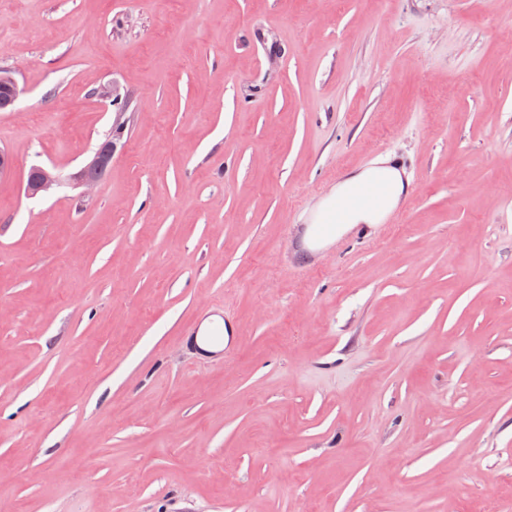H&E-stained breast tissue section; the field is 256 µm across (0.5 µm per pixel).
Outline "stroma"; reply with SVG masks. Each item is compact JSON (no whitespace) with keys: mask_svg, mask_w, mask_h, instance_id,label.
<instances>
[{"mask_svg":"<svg viewBox=\"0 0 512 512\" xmlns=\"http://www.w3.org/2000/svg\"><path fill=\"white\" fill-rule=\"evenodd\" d=\"M1 70L0 512H512V0H0ZM385 154L397 217L294 264ZM33 168L38 170L39 176L36 180L26 176L25 190L28 195H43L59 184L60 175L53 168L41 165ZM210 317H218L219 320L214 321L213 319H210L212 325L209 335L199 336V329L196 324H193L183 332V337L186 343L189 344L190 347L194 346L196 348L195 351L201 356L215 358L221 361L224 360L225 356L233 351L229 344L224 346V335L229 336V327L224 322V313L222 314L221 312H213L209 315V318ZM198 341H200L202 344L218 343L222 344L223 347L218 351H204L198 346Z\"/></svg>","mask_w":512,"mask_h":512,"instance_id":"obj_1","label":"stroma"}]
</instances>
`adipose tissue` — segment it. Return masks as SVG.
I'll return each mask as SVG.
<instances>
[{"label":"adipose tissue","instance_id":"1","mask_svg":"<svg viewBox=\"0 0 512 512\" xmlns=\"http://www.w3.org/2000/svg\"><path fill=\"white\" fill-rule=\"evenodd\" d=\"M376 178L383 179L387 184L386 195L379 207L352 210L346 220L337 226V235L353 232L363 225L371 227L379 224L398 206L408 186V178L405 170L399 168L389 156L378 158L372 167L351 174L346 180L336 185L329 198L333 201L340 199Z\"/></svg>","mask_w":512,"mask_h":512}]
</instances>
